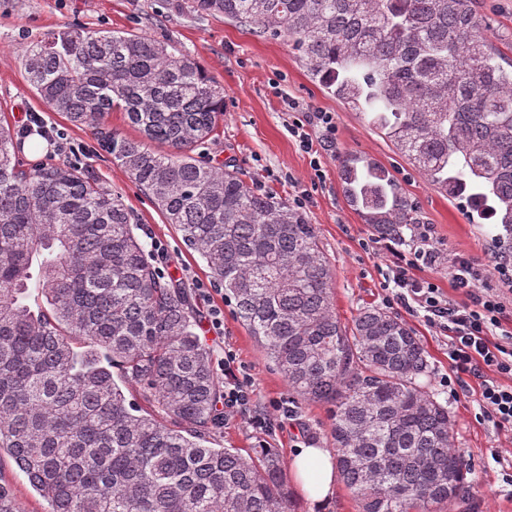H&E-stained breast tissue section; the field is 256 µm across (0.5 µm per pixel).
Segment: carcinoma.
I'll return each mask as SVG.
<instances>
[{
  "label": "carcinoma",
  "instance_id": "1",
  "mask_svg": "<svg viewBox=\"0 0 512 512\" xmlns=\"http://www.w3.org/2000/svg\"><path fill=\"white\" fill-rule=\"evenodd\" d=\"M475 0H175L291 44L328 93L366 113L426 179L512 251V70ZM51 112L86 127L208 264L293 402L331 405L357 512H442L468 493L427 353L397 315H336L315 225L194 151L217 136L224 87L146 33L65 28L22 55ZM125 113L141 137L109 127ZM164 144L162 153L153 144ZM0 124V452L47 512H298L270 448L214 447L220 383L183 284L162 280L123 200L87 168L30 170ZM346 199L385 235L417 223L394 177L340 162ZM36 289L48 308L26 301ZM136 385L150 409L128 400Z\"/></svg>",
  "mask_w": 512,
  "mask_h": 512
}]
</instances>
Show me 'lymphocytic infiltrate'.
I'll return each mask as SVG.
<instances>
[{
  "instance_id": "1",
  "label": "lymphocytic infiltrate",
  "mask_w": 512,
  "mask_h": 512,
  "mask_svg": "<svg viewBox=\"0 0 512 512\" xmlns=\"http://www.w3.org/2000/svg\"><path fill=\"white\" fill-rule=\"evenodd\" d=\"M306 152L331 150L336 124L331 113L306 111L288 126ZM367 251L387 250L392 266L382 288L388 305L422 313L425 321L448 335V372L443 387L477 380L479 407L484 419L512 444V253L493 251L480 259L438 245L431 225L415 224L410 237L372 236L363 241ZM443 267L465 302L445 295L430 280L411 277L412 269ZM224 377V417L238 419L270 435L294 416L287 403L260 413L254 409L255 381L234 350H225L218 362Z\"/></svg>"
}]
</instances>
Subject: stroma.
<instances>
[{
	"mask_svg": "<svg viewBox=\"0 0 512 512\" xmlns=\"http://www.w3.org/2000/svg\"><path fill=\"white\" fill-rule=\"evenodd\" d=\"M483 32L498 60L512 65V0H475ZM146 32L171 40L196 56L224 88V121L214 141L200 146L213 162L233 165L251 187L273 192L288 202L304 199L303 211L317 230L320 246L336 269L334 304L342 322H351L361 308L383 307L380 287L388 271L385 252L366 253L362 239L372 235L361 214L343 195L340 161L349 154L372 159L386 168L402 192L417 207L421 223L432 225L444 247L472 256L491 252L494 226L490 220L471 223L464 201L449 198L431 186L360 110L328 94L314 81L304 61L286 41L258 33L249 26L221 18H199L172 9L168 0H0V118L19 126L26 113H41L47 125L60 130L68 144L83 146L80 166L94 175L132 210L136 233L143 243L161 242L167 251L165 274L180 279L186 288L210 285L209 298L193 296L196 332L214 358L233 348L255 379L256 406L265 411L287 399L288 386L268 362L257 342L226 308L223 289L214 287L207 263L187 249L180 231L166 223L149 197L130 180L124 169L104 151L88 130L72 125L63 115L47 111L30 85L21 63L24 49L64 27ZM301 108L329 112L336 121V145L321 152L320 170H313L305 153L289 134L294 115L284 98ZM224 311V333L208 330L211 308ZM398 315L416 332L427 352L428 388L448 406L454 423L455 448L471 467L468 496L448 512H512V485L504 472L512 463L495 462L503 436L484 421L471 397L451 396L439 384L448 371V338L430 327L421 315L398 308ZM218 446L277 449L291 459L296 445L310 441L330 445L327 405L297 407V418L282 431L265 435L240 420L231 419L215 432ZM0 481L10 486L21 512H45L44 499L31 487L8 454L0 455Z\"/></svg>",
	"mask_w": 512,
	"mask_h": 512,
	"instance_id": "stroma-1",
	"label": "stroma"
}]
</instances>
